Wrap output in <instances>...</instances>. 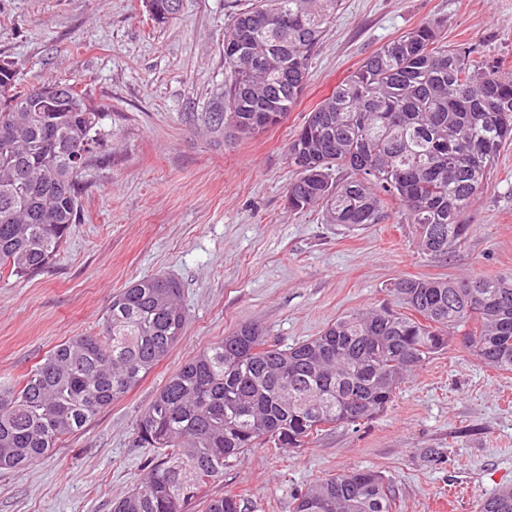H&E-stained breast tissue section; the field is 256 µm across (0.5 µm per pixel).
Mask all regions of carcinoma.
I'll use <instances>...</instances> for the list:
<instances>
[{
    "label": "carcinoma",
    "mask_w": 512,
    "mask_h": 512,
    "mask_svg": "<svg viewBox=\"0 0 512 512\" xmlns=\"http://www.w3.org/2000/svg\"><path fill=\"white\" fill-rule=\"evenodd\" d=\"M170 0H146L157 25ZM340 0H248L224 30V91L199 120L212 133L260 134L257 112L288 113ZM105 113L66 79L25 86L0 60V277L45 269L81 219L79 172L106 146ZM512 141V78L472 68L423 21L370 53L310 112L288 143L297 177L291 210L322 208L333 224H378L404 208L427 255L448 258L461 223ZM180 281L162 275L112 297L100 331L56 345L22 384L0 388V470L23 471L84 430L133 389L182 335ZM388 307L344 315L282 347L257 325L238 327L173 372L135 424L154 457L112 512H188L224 466L254 448H301L325 427L383 413L396 389L461 337L487 367L512 373V273L458 281L401 278ZM381 472L334 476L297 495L293 512H393ZM205 512H244L232 492ZM478 512H512V488Z\"/></svg>",
    "instance_id": "obj_1"
}]
</instances>
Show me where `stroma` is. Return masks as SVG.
<instances>
[{
	"label": "stroma",
	"mask_w": 512,
	"mask_h": 512,
	"mask_svg": "<svg viewBox=\"0 0 512 512\" xmlns=\"http://www.w3.org/2000/svg\"><path fill=\"white\" fill-rule=\"evenodd\" d=\"M244 2L181 0L177 18L157 26L144 0H0V58L20 64L21 83L85 86L112 132L79 175L81 221L55 262L0 278V383L22 382L63 340L99 331L130 282L177 277L187 311L179 341L133 390L37 465L0 472V512H111L145 474L137 417L172 372L240 325L289 347L351 312L399 308L387 290L395 279L512 272V146L462 215L466 244L446 260L422 253L401 208L348 227L285 198L298 127L365 57L420 22L512 75V0H342L287 118L252 138L217 136L196 115L224 88V27ZM362 469L390 480L397 512H477L512 486V373L450 342L380 416L304 448L253 449L206 493L242 494L246 512H292L309 485Z\"/></svg>",
	"instance_id": "35a3bbf8"
}]
</instances>
